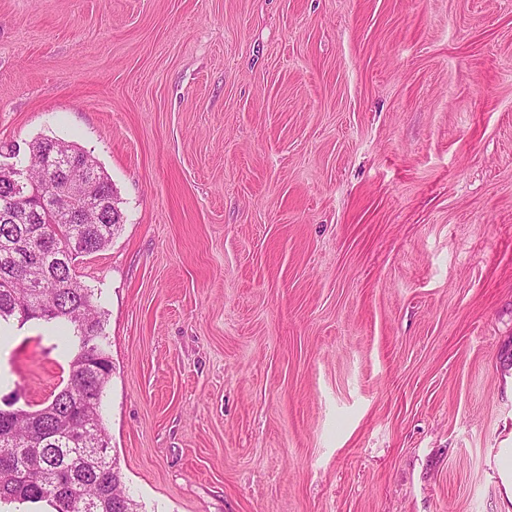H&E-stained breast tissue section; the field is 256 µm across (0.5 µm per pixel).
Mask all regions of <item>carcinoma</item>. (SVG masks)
Here are the masks:
<instances>
[{"instance_id":"cac0c4a2","label":"carcinoma","mask_w":512,"mask_h":512,"mask_svg":"<svg viewBox=\"0 0 512 512\" xmlns=\"http://www.w3.org/2000/svg\"><path fill=\"white\" fill-rule=\"evenodd\" d=\"M52 143L36 139L23 156L37 187L0 180V322L61 323L74 355L65 386L40 408L0 409V503L44 502L52 512H83L90 502L97 512H137L101 414L112 376L105 313L95 289L72 270L78 258L112 243L123 216L96 158L62 141L57 145L77 163L75 175L92 181L100 223L80 224L69 211L46 220L35 212L38 194L64 188L46 156Z\"/></svg>"}]
</instances>
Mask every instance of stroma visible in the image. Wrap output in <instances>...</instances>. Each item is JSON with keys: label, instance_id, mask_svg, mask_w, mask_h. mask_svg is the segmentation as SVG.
<instances>
[{"label": "stroma", "instance_id": "obj_1", "mask_svg": "<svg viewBox=\"0 0 512 512\" xmlns=\"http://www.w3.org/2000/svg\"><path fill=\"white\" fill-rule=\"evenodd\" d=\"M120 198L79 258L140 512H504L512 0H0V144ZM0 408L71 353L0 327Z\"/></svg>", "mask_w": 512, "mask_h": 512}]
</instances>
